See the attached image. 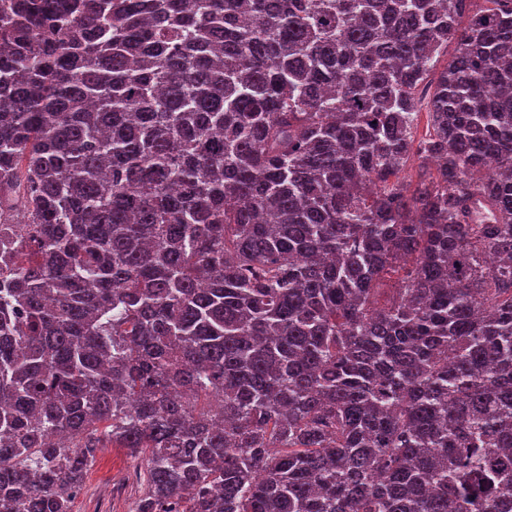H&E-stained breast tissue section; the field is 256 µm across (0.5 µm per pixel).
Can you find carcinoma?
<instances>
[{
    "label": "carcinoma",
    "instance_id": "obj_1",
    "mask_svg": "<svg viewBox=\"0 0 512 512\" xmlns=\"http://www.w3.org/2000/svg\"><path fill=\"white\" fill-rule=\"evenodd\" d=\"M472 2L0 14V512L110 445L136 512H512V0Z\"/></svg>",
    "mask_w": 512,
    "mask_h": 512
}]
</instances>
